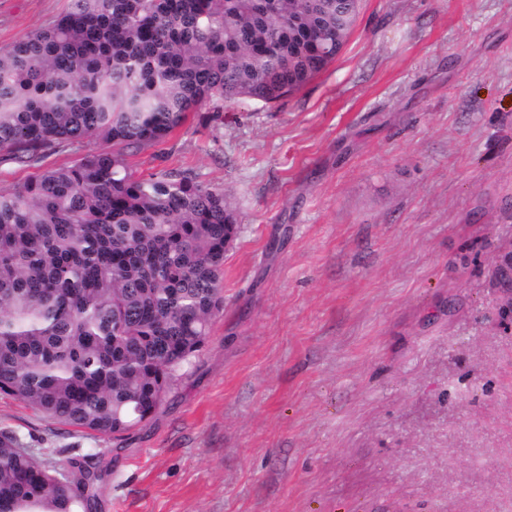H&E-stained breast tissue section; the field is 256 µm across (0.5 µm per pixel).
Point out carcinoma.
Segmentation results:
<instances>
[{
	"mask_svg": "<svg viewBox=\"0 0 512 512\" xmlns=\"http://www.w3.org/2000/svg\"><path fill=\"white\" fill-rule=\"evenodd\" d=\"M360 0H71L0 48V162L102 139L0 191V392L120 438L152 419L224 310L237 217L156 146L209 105L277 104L336 60ZM98 467L58 476L0 432V512H88Z\"/></svg>",
	"mask_w": 512,
	"mask_h": 512,
	"instance_id": "cac0c4a2",
	"label": "carcinoma"
}]
</instances>
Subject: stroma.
Segmentation results:
<instances>
[{"instance_id": "35a3bbf8", "label": "stroma", "mask_w": 512, "mask_h": 512, "mask_svg": "<svg viewBox=\"0 0 512 512\" xmlns=\"http://www.w3.org/2000/svg\"><path fill=\"white\" fill-rule=\"evenodd\" d=\"M68 6L0 0V47ZM128 160L224 191V311L125 439L3 393L0 432L106 466L97 512H512V0H363L300 91Z\"/></svg>"}]
</instances>
